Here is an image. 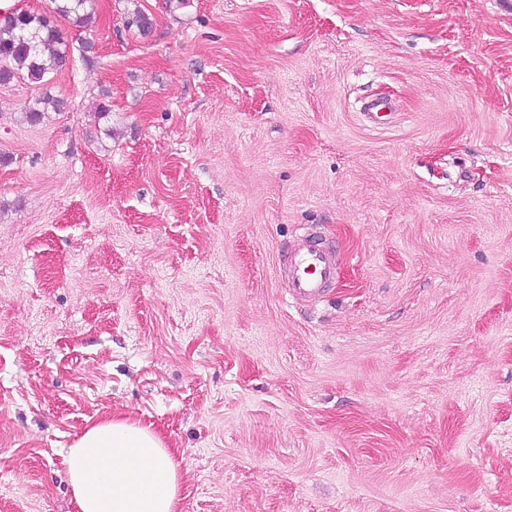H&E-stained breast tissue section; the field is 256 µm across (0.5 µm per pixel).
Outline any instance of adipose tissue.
<instances>
[{"mask_svg":"<svg viewBox=\"0 0 512 512\" xmlns=\"http://www.w3.org/2000/svg\"><path fill=\"white\" fill-rule=\"evenodd\" d=\"M68 462L76 512H179L180 465L137 421L113 416L88 427Z\"/></svg>","mask_w":512,"mask_h":512,"instance_id":"adipose-tissue-1","label":"adipose tissue"}]
</instances>
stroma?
I'll list each match as a JSON object with an SVG mask.
<instances>
[{
    "mask_svg": "<svg viewBox=\"0 0 512 512\" xmlns=\"http://www.w3.org/2000/svg\"><path fill=\"white\" fill-rule=\"evenodd\" d=\"M89 9L0 85V512H75L116 413L179 512H512V0ZM335 274L333 251L312 233L299 238L288 252L289 295L298 303L321 298Z\"/></svg>",
    "mask_w": 512,
    "mask_h": 512,
    "instance_id": "obj_1",
    "label": "stroma"
}]
</instances>
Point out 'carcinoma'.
Returning a JSON list of instances; mask_svg holds the SVG:
<instances>
[{"label":"carcinoma","mask_w":512,"mask_h":512,"mask_svg":"<svg viewBox=\"0 0 512 512\" xmlns=\"http://www.w3.org/2000/svg\"><path fill=\"white\" fill-rule=\"evenodd\" d=\"M55 13L61 17H75L78 23L87 18L89 0H53ZM62 38L57 25L49 17L31 11H16L0 25V56H5L9 71L0 74V84L25 80L42 85L65 60ZM64 102L45 95L28 108L25 118L30 123L43 120L45 111L62 110Z\"/></svg>","instance_id":"obj_1"}]
</instances>
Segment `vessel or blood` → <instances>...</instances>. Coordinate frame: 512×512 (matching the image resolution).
<instances>
[{
    "label": "vessel or blood",
    "instance_id": "obj_1",
    "mask_svg": "<svg viewBox=\"0 0 512 512\" xmlns=\"http://www.w3.org/2000/svg\"><path fill=\"white\" fill-rule=\"evenodd\" d=\"M336 274L332 250L314 234L298 239L288 253V288L293 300L310 303L323 296Z\"/></svg>",
    "mask_w": 512,
    "mask_h": 512
}]
</instances>
